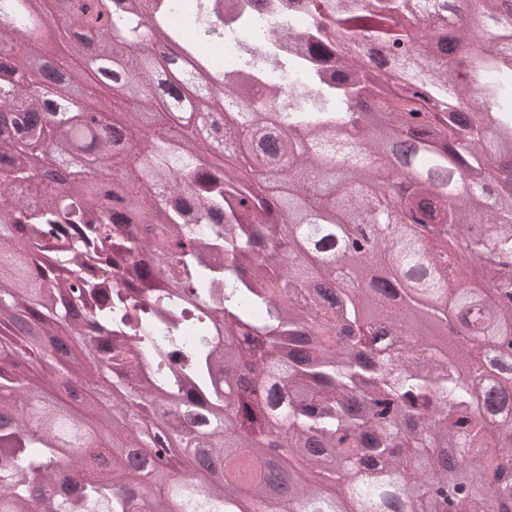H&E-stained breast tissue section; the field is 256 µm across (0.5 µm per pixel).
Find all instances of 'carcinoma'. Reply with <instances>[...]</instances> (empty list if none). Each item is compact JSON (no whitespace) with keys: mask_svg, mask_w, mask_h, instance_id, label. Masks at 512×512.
I'll return each instance as SVG.
<instances>
[{"mask_svg":"<svg viewBox=\"0 0 512 512\" xmlns=\"http://www.w3.org/2000/svg\"><path fill=\"white\" fill-rule=\"evenodd\" d=\"M224 2L197 0L204 34L224 30ZM295 2L314 19L304 46L318 83L289 101L255 89L250 71H213L167 23L170 0L114 12L109 34L86 0H56L71 52L121 53L136 75L138 109L101 102L127 131L121 149L78 125L61 135L39 124L32 77L0 57V113L17 114L0 140V282L14 284L0 293V512H441L450 500L455 512H512V352L499 350L512 337V298L461 287L451 259L464 254L512 290V197L499 188L512 166L498 167L512 158V102L499 90L512 71V0H478L466 13L463 0ZM4 17L36 22L27 0H0ZM479 30L498 35L486 50L467 43ZM449 38L454 56L438 50ZM146 42L184 62L174 78L190 94L177 107L205 117L213 88L225 92L233 139H199L186 121L132 148L143 110L160 103ZM461 70L479 77L470 98ZM413 84L420 95L401 94ZM335 99L348 111H328ZM398 139L417 151L395 204L388 148ZM221 147L219 166L211 154ZM34 150L52 163L94 151L112 193L73 178L32 200ZM461 178L472 188L466 208L455 203ZM159 186L162 198L151 193ZM129 197L139 207L119 212ZM377 224L390 239L373 240L367 261L413 285L399 304L382 288L360 297L341 276L347 230ZM369 303L384 342L355 335ZM410 309L484 343V392L469 382L467 347L417 339L414 356L393 354ZM23 316L87 341L88 362L60 372L89 390L107 384L111 399L74 409L36 383L41 347ZM244 372L264 399L241 386ZM491 414L505 430L495 439ZM152 420L156 440L173 434L176 455L226 463L223 478L156 473L149 456L133 465L129 449ZM69 428L86 436L84 452L67 445ZM267 448L286 449V511L253 479V456ZM444 448L481 464L450 481ZM343 477L342 496L327 497L323 483Z\"/></svg>","mask_w":512,"mask_h":512,"instance_id":"obj_1","label":"carcinoma"}]
</instances>
